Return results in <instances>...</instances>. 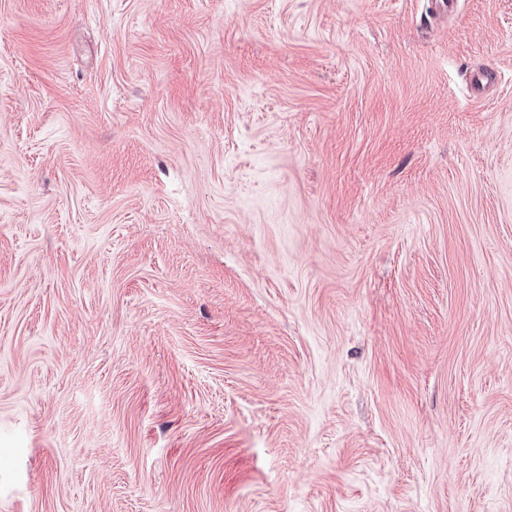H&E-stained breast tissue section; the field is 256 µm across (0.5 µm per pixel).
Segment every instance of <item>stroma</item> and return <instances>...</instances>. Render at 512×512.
Returning a JSON list of instances; mask_svg holds the SVG:
<instances>
[{"label":"stroma","instance_id":"stroma-1","mask_svg":"<svg viewBox=\"0 0 512 512\" xmlns=\"http://www.w3.org/2000/svg\"><path fill=\"white\" fill-rule=\"evenodd\" d=\"M0 512H512V0H0Z\"/></svg>","mask_w":512,"mask_h":512}]
</instances>
